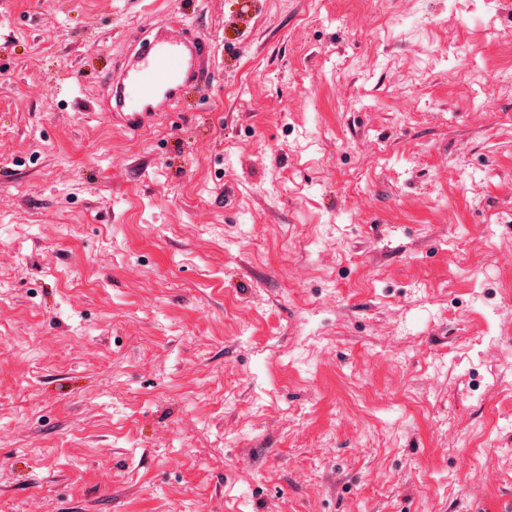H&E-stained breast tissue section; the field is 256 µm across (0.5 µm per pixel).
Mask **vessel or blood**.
<instances>
[{
	"instance_id": "b4317fda",
	"label": "vessel or blood",
	"mask_w": 512,
	"mask_h": 512,
	"mask_svg": "<svg viewBox=\"0 0 512 512\" xmlns=\"http://www.w3.org/2000/svg\"><path fill=\"white\" fill-rule=\"evenodd\" d=\"M205 48L192 34L160 27L108 78L110 112L138 131L168 111L184 85L202 73Z\"/></svg>"
}]
</instances>
